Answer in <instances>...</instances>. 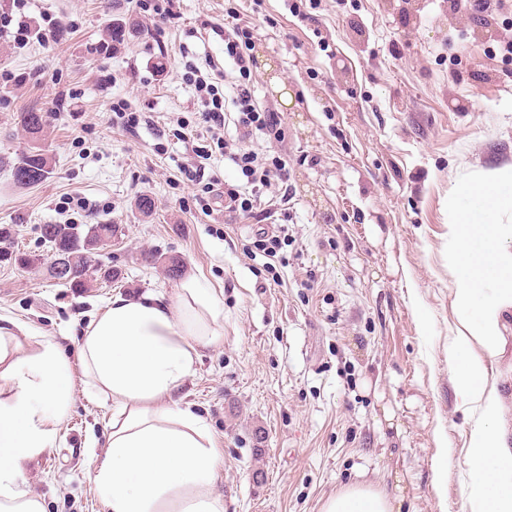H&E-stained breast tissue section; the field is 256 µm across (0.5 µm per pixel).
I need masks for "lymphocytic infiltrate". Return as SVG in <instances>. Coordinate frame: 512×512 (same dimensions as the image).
I'll use <instances>...</instances> for the list:
<instances>
[{
	"instance_id": "lymphocytic-infiltrate-1",
	"label": "lymphocytic infiltrate",
	"mask_w": 512,
	"mask_h": 512,
	"mask_svg": "<svg viewBox=\"0 0 512 512\" xmlns=\"http://www.w3.org/2000/svg\"><path fill=\"white\" fill-rule=\"evenodd\" d=\"M253 37L251 26L237 22L224 31V56L232 61L239 73L237 83L232 86L233 102L237 108L236 142L226 141L222 134L224 113L221 104L205 107L201 120L207 126L210 142L195 149L199 165L184 170L187 181L201 184L204 193L223 198L228 210L242 214L252 212L257 200L269 190L272 183L284 184L289 180L285 159L258 152L252 147L257 139L270 144L284 140L279 112L269 107H258L255 102L250 83L252 60L249 54ZM216 150L224 152L241 170L249 184V193H241L237 186L221 182L217 177L206 176L203 162Z\"/></svg>"
}]
</instances>
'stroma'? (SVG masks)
Listing matches in <instances>:
<instances>
[{
  "mask_svg": "<svg viewBox=\"0 0 512 512\" xmlns=\"http://www.w3.org/2000/svg\"><path fill=\"white\" fill-rule=\"evenodd\" d=\"M230 7L254 28L255 99L279 109L273 149L290 169L287 187L233 224L182 177L193 154L177 124L199 119L184 65L223 57L216 29ZM23 13L28 40L0 37V154L30 148L19 115L34 107L52 171L21 189L0 169V225L38 258L0 262V315L31 323L71 363V411L24 472L46 512H108L87 471L112 403L85 387V325L115 296L173 301L188 284L224 308V336L202 350L181 403L216 439L229 512H320L342 488L397 481L403 512H461L471 426L448 365L460 329L449 205H467L462 182L512 165V0H491L486 22L448 0H180L167 24L128 0H28ZM52 21L62 37L43 35ZM115 21L124 42L106 53ZM62 87L72 105L56 103ZM118 100L157 125L113 127ZM64 197L84 199L77 223L114 226L98 259L118 280L76 293L50 278L39 227L67 223ZM283 198L288 244L271 270L253 242L278 230L263 214ZM146 250L180 257L181 278L143 264Z\"/></svg>",
  "mask_w": 512,
  "mask_h": 512,
  "instance_id": "stroma-1",
  "label": "stroma"
}]
</instances>
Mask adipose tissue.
<instances>
[{"mask_svg": "<svg viewBox=\"0 0 512 512\" xmlns=\"http://www.w3.org/2000/svg\"><path fill=\"white\" fill-rule=\"evenodd\" d=\"M470 206L448 226L462 329L448 349L455 387L471 406L463 512H512V430L503 394L484 361L505 348L512 315V166L466 182ZM218 299L188 285L175 301L154 293L117 296L82 333L85 385L112 401L107 448L89 477L109 512H227L215 489L221 457L206 420L175 396L200 348L224 335ZM70 365L58 343L0 316V512H45L25 485L26 464L52 448L72 404ZM400 494L355 485L321 512H401Z\"/></svg>", "mask_w": 512, "mask_h": 512, "instance_id": "1", "label": "adipose tissue"}]
</instances>
